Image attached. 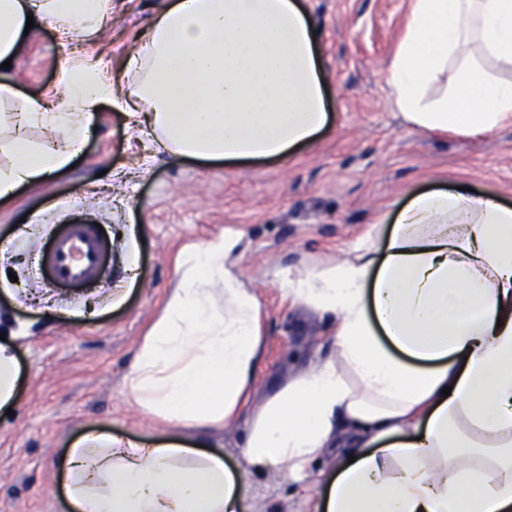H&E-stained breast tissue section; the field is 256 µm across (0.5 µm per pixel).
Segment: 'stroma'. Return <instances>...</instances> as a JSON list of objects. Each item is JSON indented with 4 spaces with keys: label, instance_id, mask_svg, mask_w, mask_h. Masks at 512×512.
I'll return each mask as SVG.
<instances>
[{
    "label": "stroma",
    "instance_id": "1",
    "mask_svg": "<svg viewBox=\"0 0 512 512\" xmlns=\"http://www.w3.org/2000/svg\"><path fill=\"white\" fill-rule=\"evenodd\" d=\"M167 0H112V21L88 51L104 70L121 71L133 37ZM319 35L330 93V120L315 142L286 163L210 165L156 155L153 136L130 135L124 112L103 107L78 164L54 180L25 186L0 204V269L16 274L18 295L0 283V335L17 357L20 380L11 414L0 416V512H68L58 464L71 443L95 431L147 442L181 437L127 396L125 377L138 345L178 278L185 247L244 235L241 270L265 311L263 363L252 404L327 356L328 316L281 299L276 265L343 257L374 225L435 176L512 206V125L475 137L410 131L391 104L387 64L404 31L410 0H301ZM58 36L43 26L5 79L28 96L62 82ZM111 230L140 225L138 274L122 304L112 289L123 276L119 249L100 277L49 284L32 261L52 245L69 214ZM246 424L203 434L207 451L232 472L243 468ZM249 512H305L307 490L271 473L247 476Z\"/></svg>",
    "mask_w": 512,
    "mask_h": 512
}]
</instances>
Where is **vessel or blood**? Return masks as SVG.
<instances>
[{"instance_id":"b4317fda","label":"vessel or blood","mask_w":512,"mask_h":512,"mask_svg":"<svg viewBox=\"0 0 512 512\" xmlns=\"http://www.w3.org/2000/svg\"><path fill=\"white\" fill-rule=\"evenodd\" d=\"M104 240L93 224H72L59 233L45 256V267L56 280H87L98 271Z\"/></svg>"}]
</instances>
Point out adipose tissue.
Returning <instances> with one entry per match:
<instances>
[{
	"label": "adipose tissue",
	"mask_w": 512,
	"mask_h": 512,
	"mask_svg": "<svg viewBox=\"0 0 512 512\" xmlns=\"http://www.w3.org/2000/svg\"><path fill=\"white\" fill-rule=\"evenodd\" d=\"M111 15L112 0H0V63L28 43L27 22L81 44ZM317 45L299 0H170L120 81L73 59L49 98L0 82V203L70 168L105 104L175 160L288 161L329 119ZM453 57L465 63L451 95L429 96ZM489 60L512 68V0H411L387 69L392 102L416 132L512 124V82ZM243 252L228 232L181 253L126 378L137 407L197 430L248 413L252 472L300 480L324 449H357L314 512H512V207L420 193L341 260L277 266L282 298L333 320V348L256 406L264 310ZM60 471L70 512H246L243 475L181 441L90 433Z\"/></svg>",
	"instance_id": "obj_1"
}]
</instances>
